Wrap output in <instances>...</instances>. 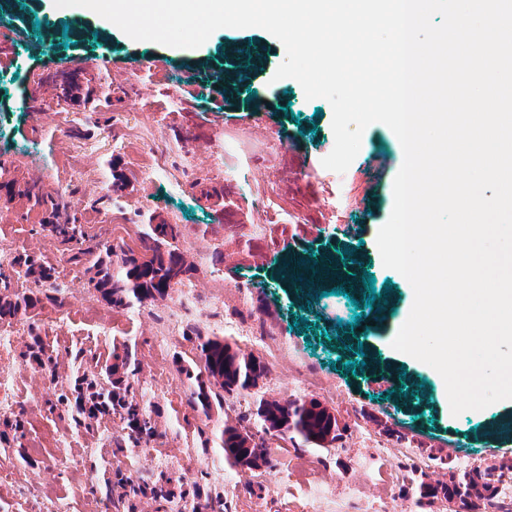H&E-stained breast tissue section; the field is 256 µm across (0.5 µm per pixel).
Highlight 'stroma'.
Instances as JSON below:
<instances>
[{"instance_id": "1", "label": "stroma", "mask_w": 512, "mask_h": 512, "mask_svg": "<svg viewBox=\"0 0 512 512\" xmlns=\"http://www.w3.org/2000/svg\"><path fill=\"white\" fill-rule=\"evenodd\" d=\"M247 57L250 79L240 93L227 91L236 78L233 63ZM283 45L260 28H222L198 49L184 50L137 42L118 27H102L95 16H78L55 7L53 0H0V179L28 184L51 194L60 204L58 221L78 220L89 243L124 245L120 226L146 231L155 217L179 225L178 247L193 270L189 282L202 296L222 295L224 320L233 331L219 333L205 310L188 315L170 340L164 365L152 348L177 301V288L155 301L121 309L112 307L82 273L57 302H43L32 316H18L17 333L0 349V366L13 370L18 395L15 413L25 426L23 439L0 445V462L12 473L8 492L0 494V512H117L101 493L105 466L119 464L128 430L115 414L104 415L90 429L75 428L60 409H51L59 386L77 373H92L94 358H107L113 347L134 344L140 361L133 396L151 414L156 434L153 456L143 458L132 481L159 473L179 478L202 496L220 497L224 512H306L279 478L284 461L303 463L318 508L329 499H353L354 512L374 506L379 512H458L459 502L428 496V489L463 475L503 463L512 465V446L503 440L512 423V403L449 414L437 395L430 368L392 347L398 322L410 314L412 287L398 272L385 268L376 233L392 211L393 180L404 158L398 138L386 125L371 124L345 173L323 167L334 146L333 111L322 98L306 99L294 79L274 80L283 62ZM80 121H70V114ZM144 128L150 148L121 144L124 127ZM276 144L273 154L252 155L235 183L224 180V132ZM78 159L80 173L68 161ZM268 185L281 207L300 213L301 223L268 220L263 236L235 234L234 219L255 224L263 201L251 188ZM363 182L356 208L337 218L344 188ZM224 189L223 205L205 190ZM38 212L25 202L0 207V251L39 257L67 279L72 264L56 238L43 232ZM311 265L328 261L348 280L346 295L337 280L319 279L306 288L285 279L287 260ZM378 293L366 305L367 276ZM247 297H240V290ZM88 305L120 323L106 337L77 339L76 325H63V308ZM360 331H351V324ZM42 336L58 357L57 385L23 357L30 331ZM224 340L242 353L264 356V341L283 344L301 366L281 362L258 386L225 393L223 408L211 417L197 413L177 371V359L193 358L195 333ZM362 354H355V347ZM88 355L74 363L71 350ZM364 362L352 373L351 363ZM321 373L333 392L308 388L302 374ZM154 390H146L148 381ZM178 389L177 405L166 399ZM317 399L335 413V441L314 448L298 439L268 434V464L257 469L233 466L219 446L220 426L246 425L260 430L259 401ZM69 433L57 445L50 428ZM111 437H104V429ZM387 448L386 464L396 479L379 493L368 470L377 447Z\"/></svg>"}]
</instances>
